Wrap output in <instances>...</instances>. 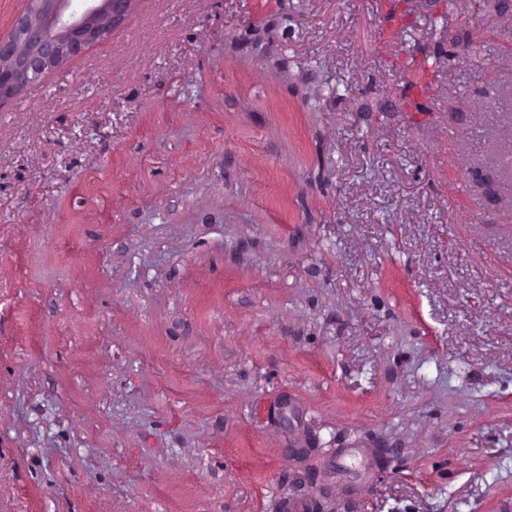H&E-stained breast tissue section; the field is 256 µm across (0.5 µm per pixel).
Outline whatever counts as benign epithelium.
Listing matches in <instances>:
<instances>
[{
    "label": "benign epithelium",
    "instance_id": "7a95c632",
    "mask_svg": "<svg viewBox=\"0 0 512 512\" xmlns=\"http://www.w3.org/2000/svg\"><path fill=\"white\" fill-rule=\"evenodd\" d=\"M29 0L30 7L0 37V100L18 95L28 84L112 34L132 0Z\"/></svg>",
    "mask_w": 512,
    "mask_h": 512
}]
</instances>
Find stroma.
<instances>
[{
  "label": "stroma",
  "mask_w": 512,
  "mask_h": 512,
  "mask_svg": "<svg viewBox=\"0 0 512 512\" xmlns=\"http://www.w3.org/2000/svg\"><path fill=\"white\" fill-rule=\"evenodd\" d=\"M286 500L512 512V0H134L0 101V512Z\"/></svg>",
  "instance_id": "obj_1"
}]
</instances>
